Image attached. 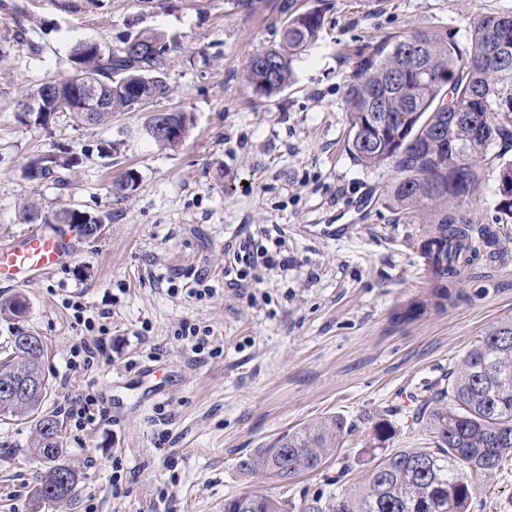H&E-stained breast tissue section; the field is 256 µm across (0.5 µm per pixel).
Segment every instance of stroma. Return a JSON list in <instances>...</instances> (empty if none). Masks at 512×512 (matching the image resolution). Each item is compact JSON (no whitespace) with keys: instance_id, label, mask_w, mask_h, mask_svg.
I'll return each mask as SVG.
<instances>
[{"instance_id":"obj_1","label":"stroma","mask_w":512,"mask_h":512,"mask_svg":"<svg viewBox=\"0 0 512 512\" xmlns=\"http://www.w3.org/2000/svg\"><path fill=\"white\" fill-rule=\"evenodd\" d=\"M23 2L38 52L14 41L15 24L0 12V236L26 231L31 203L44 222L66 208L102 222L78 235L57 271L0 285V302L19 292L29 303L24 320L0 318V356L11 336H42L51 385L43 412L59 414L90 389L109 422L64 421V459L80 481L59 507L33 497V423L0 420V512H224L225 499L246 491L298 507L328 499L337 478L360 480L371 434L363 416L395 429L389 449L425 446L415 413L512 316V218L497 210L494 165L480 166L468 208L494 243L460 273L444 308L401 320L431 292L422 227L393 205V166L365 168L346 152V90L359 53L385 38L443 27L463 44L475 20L512 11V0H297L303 10L324 3L325 24L294 61L292 84L270 97L243 73L255 52L279 44L284 0H101L93 15ZM141 30L185 44L168 54L169 93L154 104L193 121L177 151L145 135V109L108 126L68 115L46 130L19 121L30 88L69 74L72 43L115 45ZM112 141L117 151L99 158ZM64 148L84 157L69 187L23 177L30 157ZM128 170L136 189L116 192ZM240 241L279 262L246 289L225 283L234 263L226 246ZM193 270L207 271L216 295H189ZM78 298L105 311L109 335L98 361L73 369L71 351L87 335L68 306ZM187 321L209 329L218 350L197 366L179 334ZM331 415L353 428L318 471L283 483L241 470L258 449ZM470 512H512V457L479 480Z\"/></svg>"}]
</instances>
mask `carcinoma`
<instances>
[{
  "instance_id": "1",
  "label": "carcinoma",
  "mask_w": 512,
  "mask_h": 512,
  "mask_svg": "<svg viewBox=\"0 0 512 512\" xmlns=\"http://www.w3.org/2000/svg\"><path fill=\"white\" fill-rule=\"evenodd\" d=\"M10 10L18 27L14 39L37 50L20 24L24 6L15 2ZM284 13L279 46L254 53L247 64L245 79L261 94L288 87L293 62L315 43L324 24L322 10L298 11L293 0H288ZM143 41L154 45L151 55L124 51L126 45ZM180 48V38L160 31L128 33L115 46L78 41L69 48L71 74L45 82L48 99L37 112L26 113L25 124L49 128L60 114L56 104L64 103L65 112L78 122L108 125L117 115L135 111L134 101L169 92L166 57ZM87 75L109 88L104 109L92 121L84 112L82 95L81 80ZM346 103V150L351 159L366 168L394 164L401 174L393 198L396 209L425 225L419 247L437 239L448 241V234L471 224L466 205L479 189L476 168L493 146H512V14L479 17L464 48L439 28L385 39L357 62ZM496 158L498 210L512 216V160H504L501 153ZM76 164V156L39 154L26 164L24 176L64 189ZM85 216L66 209L57 220L80 224L91 235L96 225L85 223ZM434 266L431 297L410 305L405 317L418 316L430 305L442 308L448 301V249L438 250ZM26 312L18 296L0 302L1 318H20ZM45 354L44 347L34 352L18 347L0 357V385L30 373L43 381V391L35 397L15 398L0 389L1 419L23 418L39 409L50 388L43 368ZM432 402L418 424L433 446L384 453L393 429L368 417L373 433L362 480L326 502L304 504L301 512H469L479 478L495 473L512 455V318L485 333L466 354L448 389ZM351 427L344 416L322 417L241 461V468L259 470L280 482L317 471L342 447ZM35 428L38 440L31 452L46 463L35 486L38 500L67 503L79 475L60 462L62 426L55 415L43 414ZM244 498L251 501V512H289L286 502L256 491L225 499L224 512H241Z\"/></svg>"
}]
</instances>
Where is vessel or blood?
Wrapping results in <instances>:
<instances>
[{"instance_id": "b4317fda", "label": "vessel or blood", "mask_w": 512, "mask_h": 512, "mask_svg": "<svg viewBox=\"0 0 512 512\" xmlns=\"http://www.w3.org/2000/svg\"><path fill=\"white\" fill-rule=\"evenodd\" d=\"M74 253L72 238L55 229L30 230L0 241V284L21 286L55 270Z\"/></svg>"}]
</instances>
